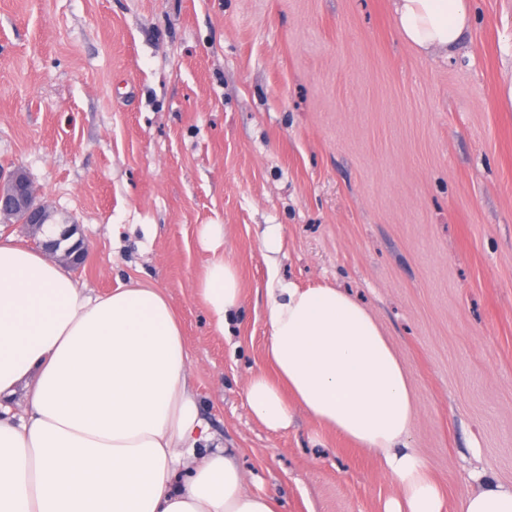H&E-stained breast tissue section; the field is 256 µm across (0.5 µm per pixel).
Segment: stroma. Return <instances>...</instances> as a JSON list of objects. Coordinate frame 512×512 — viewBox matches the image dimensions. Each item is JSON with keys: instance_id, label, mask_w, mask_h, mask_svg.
Instances as JSON below:
<instances>
[{"instance_id": "1", "label": "stroma", "mask_w": 512, "mask_h": 512, "mask_svg": "<svg viewBox=\"0 0 512 512\" xmlns=\"http://www.w3.org/2000/svg\"><path fill=\"white\" fill-rule=\"evenodd\" d=\"M472 5L443 60L406 44L391 0H0V167L78 225L93 293L164 290L210 432L284 512H383L396 487L304 413L253 419L273 274L368 307L450 506L473 471L512 482V0ZM206 224L242 281L226 336L195 294ZM262 246L265 260L272 271L276 266V258L274 255L278 254L282 247V235L279 225L272 224V226L268 228L267 233L263 237Z\"/></svg>"}]
</instances>
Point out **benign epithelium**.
Instances as JSON below:
<instances>
[{
	"label": "benign epithelium",
	"instance_id": "benign-epithelium-1",
	"mask_svg": "<svg viewBox=\"0 0 512 512\" xmlns=\"http://www.w3.org/2000/svg\"><path fill=\"white\" fill-rule=\"evenodd\" d=\"M22 216L18 225L33 232L49 219L47 207L39 200V191L21 168L0 170V216Z\"/></svg>",
	"mask_w": 512,
	"mask_h": 512
}]
</instances>
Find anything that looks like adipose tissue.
<instances>
[{
  "label": "adipose tissue",
  "instance_id": "adipose-tissue-1",
  "mask_svg": "<svg viewBox=\"0 0 512 512\" xmlns=\"http://www.w3.org/2000/svg\"><path fill=\"white\" fill-rule=\"evenodd\" d=\"M402 38L452 56L469 0H392ZM222 227L195 288L217 334L242 305ZM266 365L245 386L257 422L288 428L301 409L373 455L397 486L384 512H446L409 440L410 380L370 311L330 285L269 280ZM189 355L165 292L130 281L88 294L67 266L0 233V512H280L212 442L188 385ZM458 512H512V484L475 472Z\"/></svg>",
  "mask_w": 512,
  "mask_h": 512
}]
</instances>
